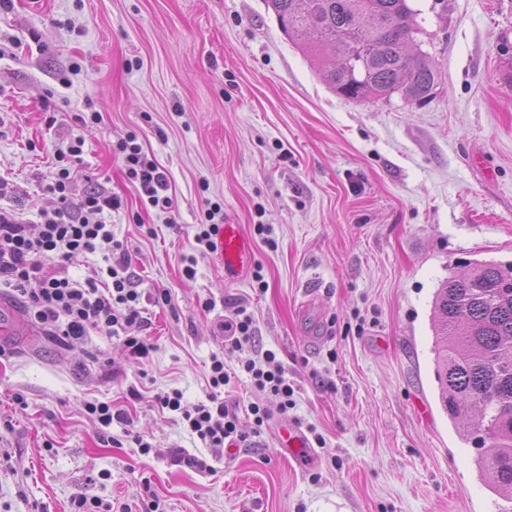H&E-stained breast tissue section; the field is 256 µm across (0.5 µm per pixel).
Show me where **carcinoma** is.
<instances>
[{"mask_svg": "<svg viewBox=\"0 0 512 512\" xmlns=\"http://www.w3.org/2000/svg\"><path fill=\"white\" fill-rule=\"evenodd\" d=\"M288 40L314 59L347 41L367 49L355 76L333 64L329 88L354 102L430 99L438 73L426 55L411 59L404 36L417 27L409 0H265ZM438 402L460 440L473 445L480 476L512 500V264L476 261L451 273L432 302ZM487 438L477 442L478 427Z\"/></svg>", "mask_w": 512, "mask_h": 512, "instance_id": "obj_1", "label": "carcinoma"}]
</instances>
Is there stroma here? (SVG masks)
I'll return each mask as SVG.
<instances>
[{"instance_id":"stroma-1","label":"stroma","mask_w":512,"mask_h":512,"mask_svg":"<svg viewBox=\"0 0 512 512\" xmlns=\"http://www.w3.org/2000/svg\"><path fill=\"white\" fill-rule=\"evenodd\" d=\"M415 6L438 72L424 105L337 96L264 0L0 4V206L31 225L54 209L43 190L54 153L81 137L74 194L121 200L112 222L136 288L172 295L149 309L153 349L140 363L96 334L0 347V512H72L85 497L149 512L150 492L163 512H512L440 407L430 328L449 271L512 261V0ZM82 112L101 120L80 125ZM133 133L168 177L171 213L125 174L115 147ZM214 206L251 240L253 277L225 278L197 247ZM312 278L314 347L299 312ZM238 304L254 315V349L273 351L294 382L295 406L283 414L263 397L261 436L222 454L148 398L176 388L184 404L205 400ZM88 401L128 409L150 454L122 426L103 428ZM288 423L322 436L308 463L279 456L274 432Z\"/></svg>"}]
</instances>
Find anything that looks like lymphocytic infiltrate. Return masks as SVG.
I'll list each match as a JSON object with an SVG mask.
<instances>
[{"instance_id": "1", "label": "lymphocytic infiltrate", "mask_w": 512, "mask_h": 512, "mask_svg": "<svg viewBox=\"0 0 512 512\" xmlns=\"http://www.w3.org/2000/svg\"><path fill=\"white\" fill-rule=\"evenodd\" d=\"M82 139H74L58 149L62 166L48 192L56 195L58 206L43 213L38 234L14 214L0 208V286L10 288L23 299L35 320L49 333L75 340L90 334L122 336L129 358H146L151 346L143 331L148 324L142 294L134 288L123 244L112 230V214L121 202L103 191H90L74 197V172L67 167L69 158L80 157ZM126 174L138 183L149 204L161 211L171 210L174 199L168 178L154 160L148 159L137 135L121 142ZM102 254L106 265L97 277L77 281L66 275V268L80 257ZM255 337V320L244 306H236L224 321V346L212 354L207 382L210 391L205 401L187 406L178 389L154 393L152 405L161 411L179 413L184 428L203 447L217 451L248 442L249 435L240 427L235 406L224 397L226 387L247 374L256 396L248 406L255 427H263L269 416L260 398L278 396L281 411L295 406V386L272 351L255 354L230 367L225 354L251 347Z\"/></svg>"}]
</instances>
